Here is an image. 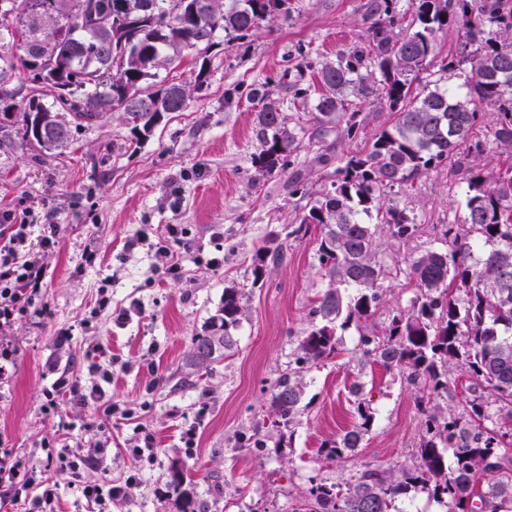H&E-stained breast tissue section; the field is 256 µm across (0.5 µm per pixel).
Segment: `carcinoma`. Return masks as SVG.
<instances>
[{
  "mask_svg": "<svg viewBox=\"0 0 512 512\" xmlns=\"http://www.w3.org/2000/svg\"><path fill=\"white\" fill-rule=\"evenodd\" d=\"M0 10V132L9 128L25 143L63 153L72 126H91L120 112L132 130L147 136L160 120L183 112L190 84L156 81L185 55L203 60L218 38L243 40L264 24L292 12L291 0H72L64 14L56 0H9ZM382 0L370 13L369 37L345 58L316 71L320 90L313 124L289 127L280 103L253 90L261 104L257 136L262 151L252 158L264 175L286 174L306 141L330 131L354 137L364 122L352 101L385 105L395 120L359 152L340 158L330 189L310 199L296 232L318 229L317 256L326 287L309 312L298 341L299 367L318 366L338 353V330L361 324L384 302L385 281L403 275L414 294L381 330L360 333L364 352L389 371L408 373L423 434L416 461L397 470L366 468L341 489L308 477L294 512H405L396 507L423 492L448 512H504L512 505V428L498 420L500 405L512 407V4L509 0H410L404 12ZM56 27L57 53L45 55L41 25ZM465 32L454 70L464 82L428 79V58L438 33ZM28 71L26 93L9 88L15 60ZM51 103H45L46 98ZM495 109L485 136L502 164L480 169L482 143L472 142L484 122L480 105ZM446 167L464 185L463 217L444 225L440 246L389 266L382 243L363 217L376 216L394 240L419 232L406 208L385 192L412 184L433 168ZM288 238H265L254 257V282L268 262L281 261ZM244 316L241 292L224 288L211 326L192 339L189 366L209 374L231 356L232 331ZM458 375L480 394L460 409L438 398ZM300 371L279 377L269 398L271 425L285 438L301 408ZM358 422L322 453L341 461L360 447L373 424L372 408L357 405ZM183 512H207L192 495L180 469L168 481Z\"/></svg>",
  "mask_w": 512,
  "mask_h": 512,
  "instance_id": "obj_1",
  "label": "carcinoma"
}]
</instances>
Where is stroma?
<instances>
[{
  "label": "stroma",
  "mask_w": 512,
  "mask_h": 512,
  "mask_svg": "<svg viewBox=\"0 0 512 512\" xmlns=\"http://www.w3.org/2000/svg\"><path fill=\"white\" fill-rule=\"evenodd\" d=\"M367 2L293 0L290 20L214 47L189 109L163 119L149 136L136 138L113 113L92 127L73 128L60 155L0 140V215L32 208L50 214L59 232L58 247L45 259L43 310L8 331L17 357L0 382L1 444L39 467L45 442L78 450L108 437L107 457L88 470V479L118 484L131 470L141 472L112 512H180L166 486L175 467L213 512H293L309 475L344 486L366 466L394 470L414 463L422 417L413 388L364 354L353 326L342 331L337 356L302 370L304 395L291 441L280 442L268 417L271 386L298 369L294 350L325 282L316 231L292 235L299 199L290 193L288 175L261 176L252 166L262 148L252 91L265 87L289 124L306 121L311 105L299 91L313 67L337 61L367 39ZM360 110L367 120L356 137L329 135L334 155L363 150L391 118L370 103ZM395 197L424 230L404 242L386 241L389 263L436 246L440 225L462 212L463 195L442 167ZM169 224L183 225L190 244L180 253L182 277L155 275L162 260L145 249L123 258L124 242L136 230L147 228L155 238ZM277 233L288 237V256L254 283L251 257L260 238ZM218 250L224 264L214 269L209 258ZM107 278L113 309L134 302L138 310L122 322L111 312L97 313L95 327L83 329ZM228 285L240 289L245 307L234 354L208 377L184 381L192 339L209 326ZM64 330L69 336L61 344ZM97 346L114 359L108 396L138 405L136 422L106 424L95 407L64 400L44 412L56 373L86 378L87 356ZM357 382L362 390L355 395ZM361 401L374 411L371 431L348 460L325 459L322 445L352 428ZM137 424L154 431L158 445L156 461L140 469L126 451ZM192 425L197 447L188 456L180 437ZM255 431L263 448L243 447L240 435ZM215 474L220 482H212Z\"/></svg>",
  "instance_id": "35a3bbf8"
}]
</instances>
